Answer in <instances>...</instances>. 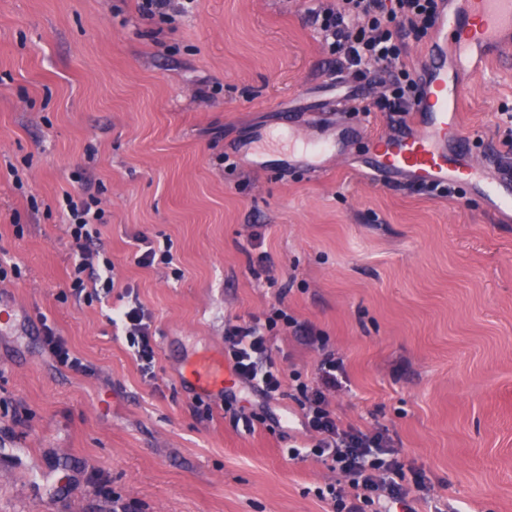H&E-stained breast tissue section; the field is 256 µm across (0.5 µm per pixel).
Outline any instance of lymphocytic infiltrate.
<instances>
[{
    "instance_id": "lymphocytic-infiltrate-1",
    "label": "lymphocytic infiltrate",
    "mask_w": 512,
    "mask_h": 512,
    "mask_svg": "<svg viewBox=\"0 0 512 512\" xmlns=\"http://www.w3.org/2000/svg\"><path fill=\"white\" fill-rule=\"evenodd\" d=\"M438 0H316L310 13L320 33L340 59V66L356 79L365 78L371 67L384 69L386 79L374 106L389 117L404 119L419 102L420 76L402 56L406 39L426 38L435 25ZM62 210L67 233L78 258L72 268L69 286L74 294L90 290L109 295L117 281L116 267L109 257L94 258L92 245L101 235L104 212L90 195L64 194ZM127 299L113 307L109 322L121 330L128 347L146 378L154 376V334L151 318L134 289ZM298 321L284 305L271 307L263 316L247 323H230L224 328V355L234 376L253 388L264 399L282 393V369L276 363L270 343L273 330L298 328ZM345 373L344 360L335 353H324L315 379L294 374L300 396L303 425L312 436L308 446L289 448L290 459L310 456L330 460L341 476L340 484L327 488L333 512H392L405 504L404 465L381 434L343 429L330 410L327 394L336 389Z\"/></svg>"
}]
</instances>
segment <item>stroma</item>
<instances>
[{
	"label": "stroma",
	"mask_w": 512,
	"mask_h": 512,
	"mask_svg": "<svg viewBox=\"0 0 512 512\" xmlns=\"http://www.w3.org/2000/svg\"><path fill=\"white\" fill-rule=\"evenodd\" d=\"M306 8L197 0L158 23L136 0H0V260L21 270L0 281V512H329L336 472L287 455L309 440L290 396L182 377L223 357L225 322L279 298L305 329L274 336L275 360L311 376L322 350L344 357L330 407L423 473L415 512H512V222L463 186L372 177L386 114L315 122L304 103L335 98L339 61ZM510 112L512 61L489 62L464 111L483 155L504 154ZM290 124L337 139L345 164L290 159ZM67 192L102 201L100 244L152 316L155 380L108 322L118 297L67 294ZM140 237L172 266L136 265ZM48 327L84 371L56 363ZM263 404L271 421L245 431L238 410Z\"/></svg>",
	"instance_id": "1"
}]
</instances>
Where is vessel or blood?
<instances>
[{"label": "vessel or blood", "mask_w": 512, "mask_h": 512, "mask_svg": "<svg viewBox=\"0 0 512 512\" xmlns=\"http://www.w3.org/2000/svg\"><path fill=\"white\" fill-rule=\"evenodd\" d=\"M432 50L421 64L419 104L402 131L377 138L369 169L381 181L416 185L461 184L479 190L487 208L512 217V175L490 174L472 151L463 116L467 72L490 59L512 57V0H441L430 34ZM292 155L319 159L338 153L337 142L288 133ZM189 381L223 386L224 364L209 357L186 361Z\"/></svg>", "instance_id": "b4317fda"}]
</instances>
